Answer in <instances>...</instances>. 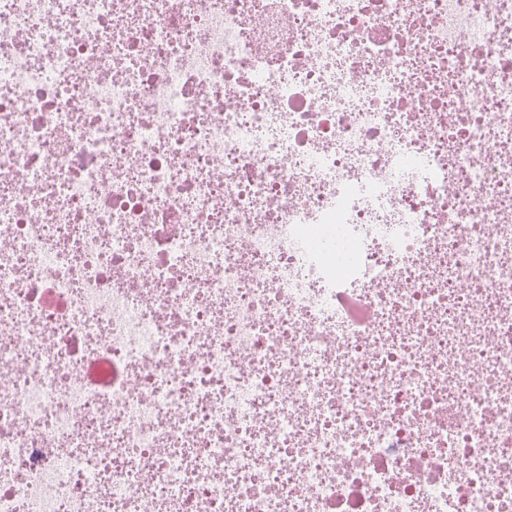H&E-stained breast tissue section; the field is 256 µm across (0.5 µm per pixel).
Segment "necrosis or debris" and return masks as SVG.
I'll return each instance as SVG.
<instances>
[{
  "label": "necrosis or debris",
  "mask_w": 512,
  "mask_h": 512,
  "mask_svg": "<svg viewBox=\"0 0 512 512\" xmlns=\"http://www.w3.org/2000/svg\"><path fill=\"white\" fill-rule=\"evenodd\" d=\"M0 512H512V0H0Z\"/></svg>",
  "instance_id": "obj_1"
}]
</instances>
